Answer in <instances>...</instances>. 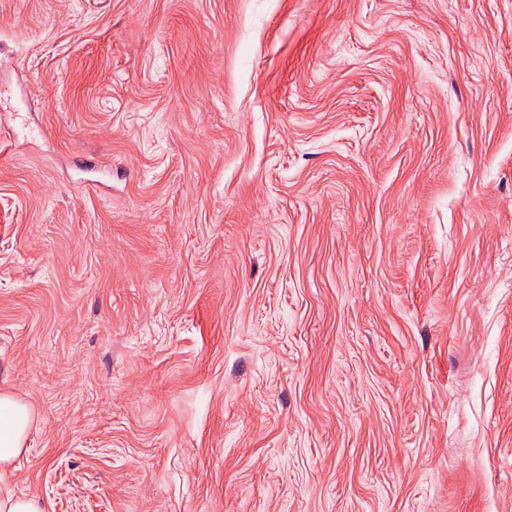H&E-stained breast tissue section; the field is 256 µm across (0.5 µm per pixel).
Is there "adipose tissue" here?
I'll use <instances>...</instances> for the list:
<instances>
[{
    "mask_svg": "<svg viewBox=\"0 0 512 512\" xmlns=\"http://www.w3.org/2000/svg\"><path fill=\"white\" fill-rule=\"evenodd\" d=\"M36 419L29 404L12 392H0V475L8 472L25 451Z\"/></svg>",
    "mask_w": 512,
    "mask_h": 512,
    "instance_id": "ef3b65f1",
    "label": "adipose tissue"
}]
</instances>
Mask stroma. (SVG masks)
I'll use <instances>...</instances> for the list:
<instances>
[{
  "instance_id": "1",
  "label": "stroma",
  "mask_w": 512,
  "mask_h": 512,
  "mask_svg": "<svg viewBox=\"0 0 512 512\" xmlns=\"http://www.w3.org/2000/svg\"><path fill=\"white\" fill-rule=\"evenodd\" d=\"M2 389L49 512H512V0H0Z\"/></svg>"
}]
</instances>
